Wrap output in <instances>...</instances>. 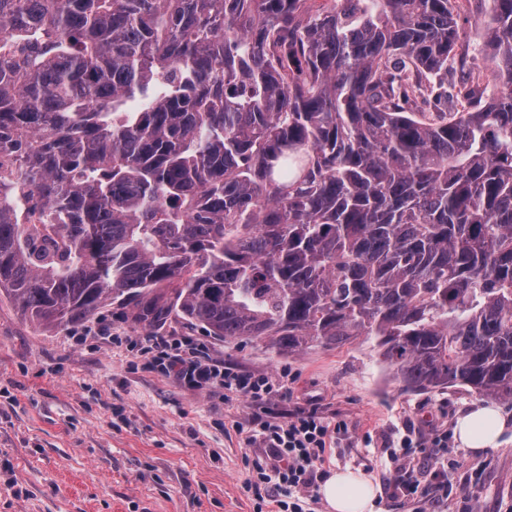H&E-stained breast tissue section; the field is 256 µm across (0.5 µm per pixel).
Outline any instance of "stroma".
<instances>
[{"mask_svg":"<svg viewBox=\"0 0 512 512\" xmlns=\"http://www.w3.org/2000/svg\"><path fill=\"white\" fill-rule=\"evenodd\" d=\"M459 24L473 60L448 65L449 83L470 80L501 94L485 51L488 0H460ZM189 336L208 360L285 385L267 403L193 390L147 370L135 355L142 337ZM483 398L460 388L403 391L372 340L277 355L263 342H226L170 314L148 324L109 305L65 329L24 316L0 298V512H276L251 484L265 449L245 442L256 423L316 411L346 432L327 448L320 471L368 475L373 512H512V443L475 454L450 440L443 481L433 491L428 455L433 435L453 430ZM426 443L415 471L428 492L395 495L388 453L403 432ZM23 496H16V489Z\"/></svg>","mask_w":512,"mask_h":512,"instance_id":"stroma-1","label":"stroma"}]
</instances>
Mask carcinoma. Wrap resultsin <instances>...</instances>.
I'll list each match as a JSON object with an SVG mask.
<instances>
[{
	"mask_svg": "<svg viewBox=\"0 0 512 512\" xmlns=\"http://www.w3.org/2000/svg\"><path fill=\"white\" fill-rule=\"evenodd\" d=\"M460 41L456 0H0V153L45 220L0 181V294L367 336L407 391L512 403V0L508 92L448 88Z\"/></svg>",
	"mask_w": 512,
	"mask_h": 512,
	"instance_id": "cac0c4a2",
	"label": "carcinoma"
}]
</instances>
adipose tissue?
<instances>
[{
	"instance_id": "adipose-tissue-1",
	"label": "adipose tissue",
	"mask_w": 512,
	"mask_h": 512,
	"mask_svg": "<svg viewBox=\"0 0 512 512\" xmlns=\"http://www.w3.org/2000/svg\"><path fill=\"white\" fill-rule=\"evenodd\" d=\"M454 432L462 445L479 453L502 444L504 436L512 433V418L495 405L479 404L457 419ZM320 493L328 512H366L375 488L363 474L341 471L322 484Z\"/></svg>"
}]
</instances>
